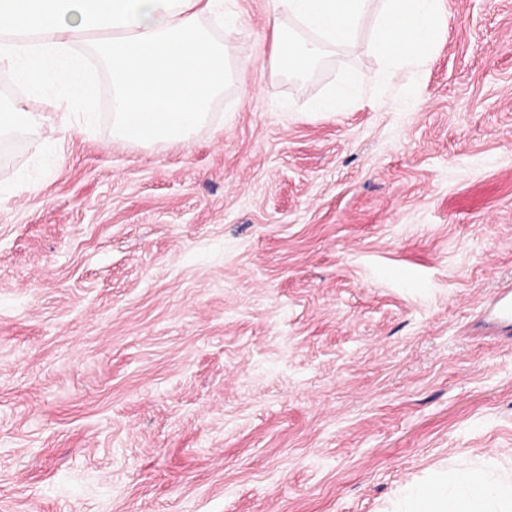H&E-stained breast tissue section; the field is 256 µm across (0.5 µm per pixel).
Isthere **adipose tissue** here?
Listing matches in <instances>:
<instances>
[{
    "instance_id": "ef3b65f1",
    "label": "adipose tissue",
    "mask_w": 512,
    "mask_h": 512,
    "mask_svg": "<svg viewBox=\"0 0 512 512\" xmlns=\"http://www.w3.org/2000/svg\"><path fill=\"white\" fill-rule=\"evenodd\" d=\"M512 499V474L496 468H456L421 485L408 499L406 512H485L488 496Z\"/></svg>"
}]
</instances>
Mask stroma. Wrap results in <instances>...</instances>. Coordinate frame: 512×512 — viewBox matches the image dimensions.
Returning <instances> with one entry per match:
<instances>
[{"instance_id":"1","label":"stroma","mask_w":512,"mask_h":512,"mask_svg":"<svg viewBox=\"0 0 512 512\" xmlns=\"http://www.w3.org/2000/svg\"><path fill=\"white\" fill-rule=\"evenodd\" d=\"M230 84L186 144L66 134L0 195V512H403L512 463V0H442L426 65ZM361 97L311 113L347 74ZM60 115L0 141V182Z\"/></svg>"}]
</instances>
